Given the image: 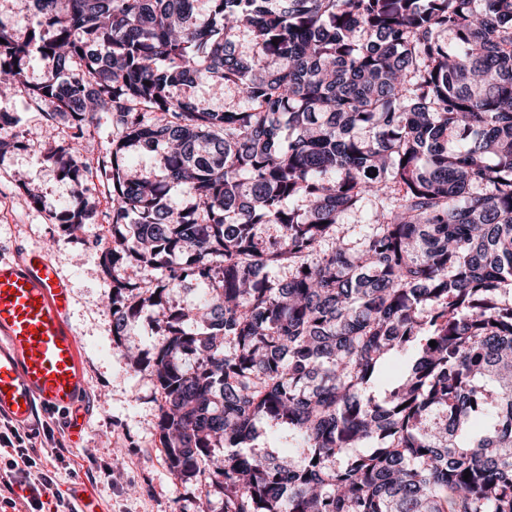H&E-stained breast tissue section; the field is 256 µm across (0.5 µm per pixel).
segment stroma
<instances>
[{
	"instance_id": "stroma-1",
	"label": "stroma",
	"mask_w": 512,
	"mask_h": 512,
	"mask_svg": "<svg viewBox=\"0 0 512 512\" xmlns=\"http://www.w3.org/2000/svg\"><path fill=\"white\" fill-rule=\"evenodd\" d=\"M0 110L15 115L21 145L0 154V257L41 248L72 282L70 323L76 331L89 391L84 406L89 422L71 450L73 468L59 469L55 491L70 497L83 486L96 512H221V501L206 486L173 474L165 463L157 416L161 396L147 366L130 361L128 350L151 352L165 337L162 317L143 312L127 327V346L112 334V281L100 261L104 236L111 232L112 200L107 178L92 172L89 199L97 209L95 223L69 236L55 219L72 196L47 155L71 139L66 121L42 135L47 104L32 102L24 88L0 94ZM45 202L34 209L26 188Z\"/></svg>"
}]
</instances>
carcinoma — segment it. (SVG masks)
I'll return each mask as SVG.
<instances>
[{
  "label": "carcinoma",
  "instance_id": "1",
  "mask_svg": "<svg viewBox=\"0 0 512 512\" xmlns=\"http://www.w3.org/2000/svg\"><path fill=\"white\" fill-rule=\"evenodd\" d=\"M28 2L0 77L51 63L27 91L75 129L47 157L68 235L95 210L80 140L101 112L116 131L101 265L116 338L167 325L168 468L222 512H512V0ZM202 82L241 103L173 94ZM261 422L288 446L251 447Z\"/></svg>",
  "mask_w": 512,
  "mask_h": 512
}]
</instances>
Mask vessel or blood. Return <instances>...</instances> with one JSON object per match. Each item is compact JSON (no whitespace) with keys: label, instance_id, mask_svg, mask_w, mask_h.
Masks as SVG:
<instances>
[{"label":"vessel or blood","instance_id":"obj_1","mask_svg":"<svg viewBox=\"0 0 512 512\" xmlns=\"http://www.w3.org/2000/svg\"><path fill=\"white\" fill-rule=\"evenodd\" d=\"M69 303L68 282L41 251L0 258V417L26 425L37 410L58 412L78 439L89 384Z\"/></svg>","mask_w":512,"mask_h":512}]
</instances>
